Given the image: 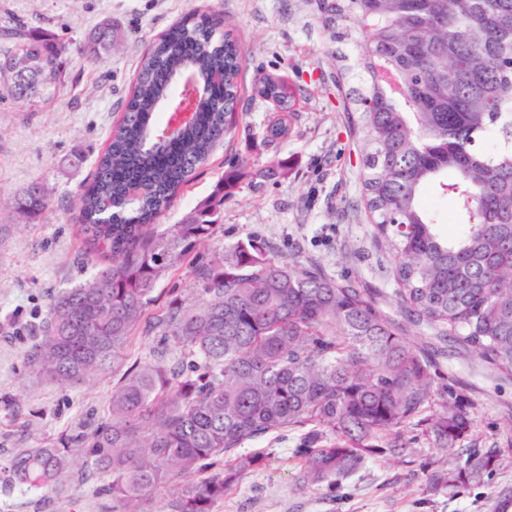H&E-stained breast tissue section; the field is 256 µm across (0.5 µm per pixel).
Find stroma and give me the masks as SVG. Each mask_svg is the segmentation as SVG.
Listing matches in <instances>:
<instances>
[{"mask_svg": "<svg viewBox=\"0 0 512 512\" xmlns=\"http://www.w3.org/2000/svg\"><path fill=\"white\" fill-rule=\"evenodd\" d=\"M220 18L242 45L237 128L207 166L157 217L166 233L209 199L227 171L236 186L216 213L214 236L194 247L208 258L237 241L255 238L270 254L315 266L336 280L366 289L408 342L433 356L439 386L473 404L463 448H494L501 465L480 481L434 486L428 471L446 459L425 428L400 434L404 458L379 455L335 487H305L295 450L301 430L243 445L262 456L214 512H495L512 499V377L472 356L460 343L412 322L401 309L392 277L394 259L378 242L363 205L365 136L339 82L336 44L309 0H0V31L45 30L67 45L59 91L37 106L0 90V464L21 448L58 447L90 429L109 410L121 369L96 373L77 389L43 382L24 365L31 340L26 327L43 319L53 295L89 279L101 266L87 252L73 207L83 183L121 117L148 46L171 25L195 13ZM109 21L121 37L112 52L87 58L84 41ZM285 77L293 109L280 113L254 86ZM284 120L288 133L270 141L267 130ZM51 199L43 221L28 224L11 200L30 183ZM190 260L170 265L158 281L149 313L179 298L201 299ZM104 474L72 464L62 482L38 490L0 492V512H112Z\"/></svg>", "mask_w": 512, "mask_h": 512, "instance_id": "stroma-1", "label": "stroma"}]
</instances>
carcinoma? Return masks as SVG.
I'll use <instances>...</instances> for the list:
<instances>
[{
	"label": "carcinoma",
	"instance_id": "cac0c4a2",
	"mask_svg": "<svg viewBox=\"0 0 512 512\" xmlns=\"http://www.w3.org/2000/svg\"><path fill=\"white\" fill-rule=\"evenodd\" d=\"M310 3L332 33L366 131L363 200L375 237L395 255L401 307L512 376V0ZM12 36L27 40L0 61L13 97L35 103L54 94L66 43L44 31L17 28ZM118 36L105 21L84 51L97 58ZM242 63L238 44L207 16L174 24L152 45L77 205L86 242L112 260L53 297L47 319L31 329V371L80 387L123 360L137 327L157 337L112 390L109 415L82 449L112 477L119 512H154L152 491L172 474L189 481L160 512H213L261 463L241 447L287 428L306 429L297 449L304 486L348 479L375 455L403 456L397 431L409 425L428 427L448 457L449 468L430 480H481L497 452L455 448L472 424V404L450 389L428 414L430 361L363 288L282 262L249 238L194 262L201 303L147 314L162 273L214 232L210 204L166 240L154 223L231 134ZM187 70L201 90L196 119L162 141L151 118ZM256 90L291 107L280 77ZM427 193L453 201L455 232L422 208ZM13 208L34 224L50 203L33 182ZM221 456L223 469L196 477ZM71 462L67 447L24 448L0 468L3 488L53 486Z\"/></svg>",
	"mask_w": 512,
	"mask_h": 512
}]
</instances>
